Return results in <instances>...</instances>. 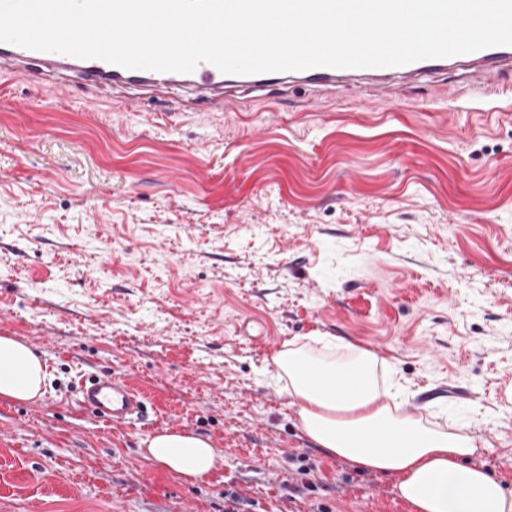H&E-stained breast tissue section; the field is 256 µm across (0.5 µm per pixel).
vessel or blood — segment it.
Returning a JSON list of instances; mask_svg holds the SVG:
<instances>
[{
  "label": "vessel or blood",
  "mask_w": 512,
  "mask_h": 512,
  "mask_svg": "<svg viewBox=\"0 0 512 512\" xmlns=\"http://www.w3.org/2000/svg\"><path fill=\"white\" fill-rule=\"evenodd\" d=\"M512 57V46H492L469 53L476 63L470 88L481 89L483 65ZM455 57L426 58L403 66L362 69L316 67L302 71L258 74H226L213 64L202 61L189 73L128 69L98 58L82 59L57 52L31 50L16 44L0 43V75L9 73L25 82L60 97L69 90L68 79L77 76L89 101L119 102L122 107L137 106L138 94H145L152 104H162L177 112H221L230 103V90L246 86L256 90L278 84L312 83L331 87L336 82L358 78L371 81L375 101L395 99L389 83L394 78H408L424 69L455 64ZM80 404L84 410L104 422L121 426L145 423L147 414L138 391L122 376L103 371L81 388Z\"/></svg>",
  "instance_id": "1"
}]
</instances>
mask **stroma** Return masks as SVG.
I'll list each match as a JSON object with an SVG mask.
<instances>
[{
  "label": "stroma",
  "mask_w": 512,
  "mask_h": 512,
  "mask_svg": "<svg viewBox=\"0 0 512 512\" xmlns=\"http://www.w3.org/2000/svg\"><path fill=\"white\" fill-rule=\"evenodd\" d=\"M484 81L457 64L386 108L356 82L183 114L0 77V336L47 372L0 397V512H410L309 440L276 376L286 343L331 336L392 364L401 412L466 424L469 465L512 494V65ZM100 371L151 428L81 408ZM166 429L220 464L188 482L147 460Z\"/></svg>",
  "instance_id": "obj_1"
}]
</instances>
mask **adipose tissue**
<instances>
[{
  "mask_svg": "<svg viewBox=\"0 0 512 512\" xmlns=\"http://www.w3.org/2000/svg\"><path fill=\"white\" fill-rule=\"evenodd\" d=\"M326 355L291 341L273 362L288 379L306 436L329 454L397 480L413 512H512V497L483 470L466 465L475 445L465 428L443 430L398 413L386 385L391 365L373 351L335 340ZM43 363L26 345L0 336V396H41ZM348 378L352 387L337 386ZM148 460L188 480L210 474L220 457L209 439L165 430L145 441Z\"/></svg>",
  "mask_w": 512,
  "mask_h": 512,
  "instance_id": "obj_1",
  "label": "adipose tissue"
}]
</instances>
